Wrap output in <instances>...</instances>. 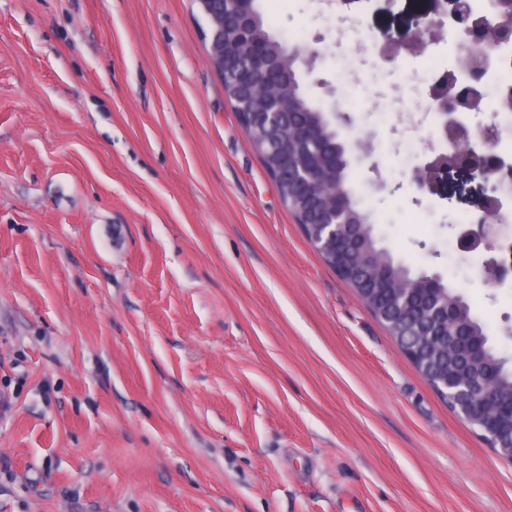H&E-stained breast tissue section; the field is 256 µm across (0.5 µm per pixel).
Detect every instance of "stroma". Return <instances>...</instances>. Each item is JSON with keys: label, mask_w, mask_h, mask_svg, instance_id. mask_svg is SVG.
I'll return each instance as SVG.
<instances>
[{"label": "stroma", "mask_w": 512, "mask_h": 512, "mask_svg": "<svg viewBox=\"0 0 512 512\" xmlns=\"http://www.w3.org/2000/svg\"><path fill=\"white\" fill-rule=\"evenodd\" d=\"M255 5L324 51L381 246L512 358V294L458 243L486 185L419 194L432 150L393 151L430 73L377 44L428 0ZM208 48L197 0H0V512H512V463L307 240Z\"/></svg>", "instance_id": "obj_1"}]
</instances>
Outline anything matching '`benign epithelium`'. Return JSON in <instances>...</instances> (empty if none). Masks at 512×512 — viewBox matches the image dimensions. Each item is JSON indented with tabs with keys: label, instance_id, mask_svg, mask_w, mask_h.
I'll list each match as a JSON object with an SVG mask.
<instances>
[{
	"label": "benign epithelium",
	"instance_id": "1",
	"mask_svg": "<svg viewBox=\"0 0 512 512\" xmlns=\"http://www.w3.org/2000/svg\"><path fill=\"white\" fill-rule=\"evenodd\" d=\"M201 11L209 17L208 31L211 44L209 62L216 65L224 60V29L230 27L237 32L241 40L249 43V49L241 65L233 68L234 81L231 84L233 99L237 103V116L247 139H252L255 131L264 129L269 134L279 132L284 116L295 111L293 103L278 93V87L284 80L279 67L270 63L264 54L263 46L250 42L252 18L244 16L236 10V0H220L224 7H213L212 0H198ZM449 20V26H444V20ZM448 28V34L460 39V45L476 56L470 69L463 79H458L453 72H448L437 80L430 88L432 106L439 112L442 137L448 143L445 153H437L423 165L414 169L411 182L415 188L431 195L440 194L441 189L448 184V175L453 171H464L471 178H479L492 183L491 194L484 199L480 213L472 220V226L461 231L458 235L460 245L464 249L476 250L483 248L492 250L501 237L502 224L495 219V213L490 210V203H501L499 191L512 185V164H507L501 158L490 156L486 146L497 136L498 129L494 125H486L478 133L480 146L469 145L463 151L458 139L466 135L473 137L470 126L461 122L459 113L480 110L482 95L480 88L485 77L483 57L487 51L512 40V9L500 14V21L494 32H487L484 20L472 13L467 0H430L429 11L417 19L415 28L404 35L393 38L387 37L378 46L377 58L383 67L391 68L396 65L401 53L419 56L441 35L443 28ZM282 54L294 64H300L306 74H312L321 53L306 45H290L282 42ZM269 90L263 111L258 119H253L249 110L252 91L257 86ZM298 147L307 144L325 146L321 129L302 127L296 137ZM371 159V149L367 146L354 151L347 141H342V147L333 155L332 164L336 170L348 168L352 162H362ZM288 170V191L297 192L303 188L314 186L326 179L327 173L301 163H290ZM336 204L330 206L318 197L308 199L310 211L309 223L313 224L308 236L311 244L318 250L326 249L333 242L348 240L347 228L350 224L348 187L340 182L335 187ZM446 392L452 397V410L467 423L482 424L479 431L491 447H496L495 438L501 424L488 417V394L484 382L474 379L462 384H445Z\"/></svg>",
	"mask_w": 512,
	"mask_h": 512
}]
</instances>
